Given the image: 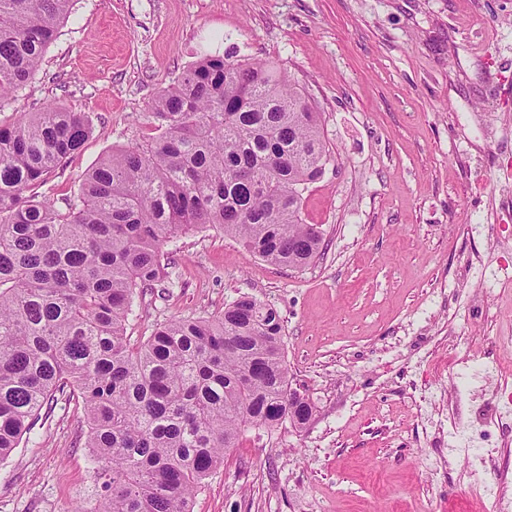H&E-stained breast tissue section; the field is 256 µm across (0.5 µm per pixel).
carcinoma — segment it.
<instances>
[{
	"label": "carcinoma",
	"instance_id": "obj_1",
	"mask_svg": "<svg viewBox=\"0 0 512 512\" xmlns=\"http://www.w3.org/2000/svg\"><path fill=\"white\" fill-rule=\"evenodd\" d=\"M73 2L0 0V100L39 70ZM141 119L145 141L102 155L63 211L34 189L83 147L92 117L49 105L0 123V463L49 400H77L97 490L73 512H191L245 428L302 429L315 409L288 404L283 322L252 297L139 344L127 325L164 282L174 239L216 230L295 269L320 256L302 217L331 157L320 113L276 63L206 55Z\"/></svg>",
	"mask_w": 512,
	"mask_h": 512
}]
</instances>
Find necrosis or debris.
<instances>
[{
    "label": "necrosis or debris",
    "mask_w": 512,
    "mask_h": 512,
    "mask_svg": "<svg viewBox=\"0 0 512 512\" xmlns=\"http://www.w3.org/2000/svg\"><path fill=\"white\" fill-rule=\"evenodd\" d=\"M474 387L489 394L494 403L493 412L477 422L471 421L464 405L465 395ZM448 398L456 413L453 445L441 449L440 462L450 468L458 455L474 456L480 468L493 474L481 485L486 512H512V381L488 362L473 361L452 377Z\"/></svg>",
    "instance_id": "4bbe7bcc"
}]
</instances>
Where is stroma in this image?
I'll use <instances>...</instances> for the list:
<instances>
[{
    "label": "stroma",
    "instance_id": "35a3bbf8",
    "mask_svg": "<svg viewBox=\"0 0 512 512\" xmlns=\"http://www.w3.org/2000/svg\"><path fill=\"white\" fill-rule=\"evenodd\" d=\"M207 54L274 61L321 114L333 160L305 194L324 255L268 264L209 230L164 245L169 277L127 334L211 317L249 295L278 310L290 379L315 403L305 429L246 428L193 512H481L459 459L438 475L459 358L496 354L512 377V0H76L0 123L55 103L93 118L57 169L61 200L115 147L141 142L157 92ZM485 291L473 317V288ZM80 405L52 402L0 464V512H70L95 484Z\"/></svg>",
    "mask_w": 512,
    "mask_h": 512
}]
</instances>
